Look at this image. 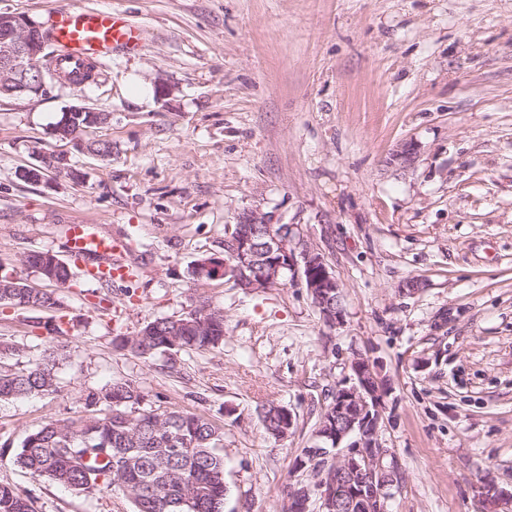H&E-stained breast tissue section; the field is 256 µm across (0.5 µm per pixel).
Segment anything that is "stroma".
Wrapping results in <instances>:
<instances>
[{
    "label": "stroma",
    "instance_id": "1",
    "mask_svg": "<svg viewBox=\"0 0 512 512\" xmlns=\"http://www.w3.org/2000/svg\"><path fill=\"white\" fill-rule=\"evenodd\" d=\"M79 1L125 11L144 43L83 87L0 100V267L23 273L40 249L67 258L63 225L97 224L132 241L138 276L58 289L64 337L32 326L55 311L0 304V341L17 349L1 364L69 351L55 393L0 402V483L36 512H134L120 490L88 497L15 462L28 433L127 380L144 406L223 425L224 512H282L294 459L360 353L387 388L379 441L399 478L386 512H487L482 482L512 490V0H0V11L47 29ZM78 101L111 112L94 132L111 156L72 152L81 184L20 180L32 148H57L51 126ZM407 142L408 166L395 158ZM248 211L304 229L342 284V326L288 276L251 293L192 279ZM203 303L224 311L217 348L170 364L114 344ZM269 404L292 411L288 437L265 432Z\"/></svg>",
    "mask_w": 512,
    "mask_h": 512
}]
</instances>
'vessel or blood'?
<instances>
[{"label":"vessel or blood","mask_w":512,"mask_h":512,"mask_svg":"<svg viewBox=\"0 0 512 512\" xmlns=\"http://www.w3.org/2000/svg\"><path fill=\"white\" fill-rule=\"evenodd\" d=\"M52 38L64 49L58 65L66 72H81L88 63L110 59L113 50H138L143 29L120 10L70 6L57 10L52 21ZM70 258L81 265L82 274L102 282L128 277L133 267L126 260L130 250L125 239L102 232L88 224H71L66 229Z\"/></svg>","instance_id":"1"}]
</instances>
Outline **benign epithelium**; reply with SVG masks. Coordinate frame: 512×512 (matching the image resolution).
<instances>
[{
  "label": "benign epithelium",
  "mask_w": 512,
  "mask_h": 512,
  "mask_svg": "<svg viewBox=\"0 0 512 512\" xmlns=\"http://www.w3.org/2000/svg\"><path fill=\"white\" fill-rule=\"evenodd\" d=\"M41 25L22 14L0 11V94L12 98L37 97L46 87L36 60L42 53ZM78 112L84 125H101L102 110L86 103L65 109L66 119L51 128L56 141L83 150L82 128L69 120ZM35 162L19 171L28 182H40L48 169L67 171L80 180L68 152L33 151ZM201 275L210 279L229 276L245 291L272 288L286 272L300 278L323 321L330 327L343 323L341 285L320 250L297 224H271L254 213L242 215L224 236V258L206 257ZM354 382L336 389L329 413L317 431L321 443L309 450L313 467L308 483L291 488L285 496L286 512H310L312 496H318L320 512H385L389 489L395 483V462H386L389 451L380 446L381 393L366 357L352 365ZM494 506L512 507V493L494 484L483 486Z\"/></svg>",
  "instance_id": "obj_1"
}]
</instances>
